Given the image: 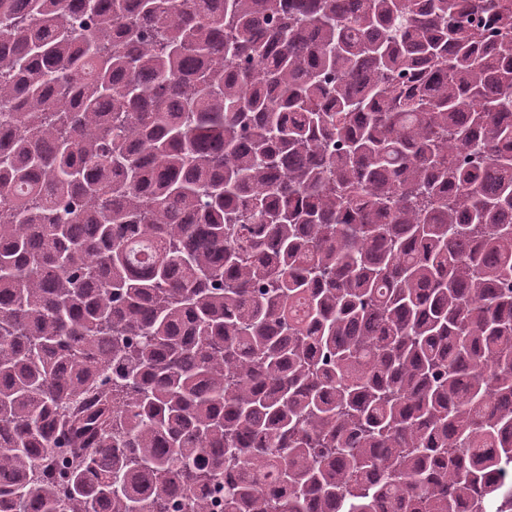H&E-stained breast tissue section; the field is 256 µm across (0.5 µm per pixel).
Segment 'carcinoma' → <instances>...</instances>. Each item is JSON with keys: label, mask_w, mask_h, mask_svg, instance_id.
I'll return each instance as SVG.
<instances>
[{"label": "carcinoma", "mask_w": 512, "mask_h": 512, "mask_svg": "<svg viewBox=\"0 0 512 512\" xmlns=\"http://www.w3.org/2000/svg\"><path fill=\"white\" fill-rule=\"evenodd\" d=\"M512 0H0V512H512Z\"/></svg>", "instance_id": "cac0c4a2"}]
</instances>
